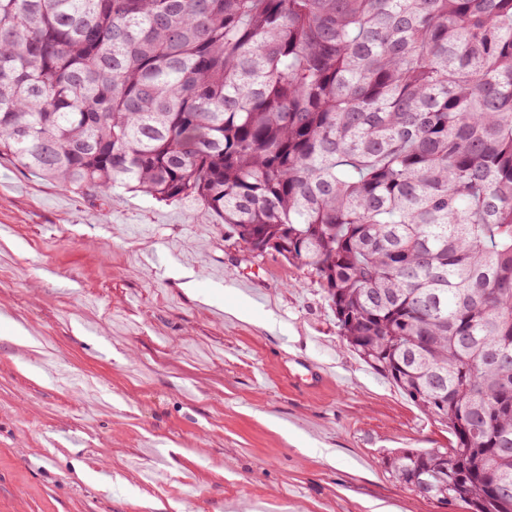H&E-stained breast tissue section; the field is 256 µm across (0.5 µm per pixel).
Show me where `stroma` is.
I'll return each mask as SVG.
<instances>
[{
	"label": "stroma",
	"instance_id": "35a3bbf8",
	"mask_svg": "<svg viewBox=\"0 0 512 512\" xmlns=\"http://www.w3.org/2000/svg\"><path fill=\"white\" fill-rule=\"evenodd\" d=\"M201 209L0 159V512H464L388 467L447 428Z\"/></svg>",
	"mask_w": 512,
	"mask_h": 512
}]
</instances>
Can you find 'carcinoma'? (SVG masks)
<instances>
[{
    "mask_svg": "<svg viewBox=\"0 0 512 512\" xmlns=\"http://www.w3.org/2000/svg\"><path fill=\"white\" fill-rule=\"evenodd\" d=\"M192 197L448 427L396 480L512 512V0H0V157Z\"/></svg>",
    "mask_w": 512,
    "mask_h": 512,
    "instance_id": "1",
    "label": "carcinoma"
}]
</instances>
